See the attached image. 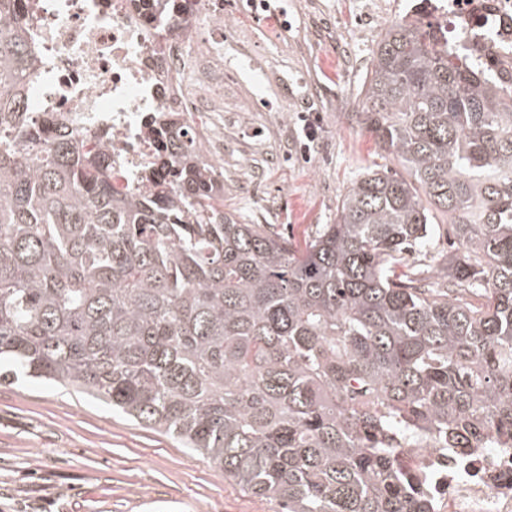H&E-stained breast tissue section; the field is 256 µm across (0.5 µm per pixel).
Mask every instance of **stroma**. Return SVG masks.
Masks as SVG:
<instances>
[{"label":"stroma","mask_w":512,"mask_h":512,"mask_svg":"<svg viewBox=\"0 0 512 512\" xmlns=\"http://www.w3.org/2000/svg\"><path fill=\"white\" fill-rule=\"evenodd\" d=\"M274 20L224 30V210L296 244L333 223L365 171L402 173L356 118L364 77L391 17L365 0H287ZM320 117L301 157L300 112ZM0 512H279L174 437L105 403L25 379L0 382Z\"/></svg>","instance_id":"stroma-1"}]
</instances>
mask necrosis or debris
Returning <instances> with one entry per match:
<instances>
[{
  "label": "necrosis or debris",
  "mask_w": 512,
  "mask_h": 512,
  "mask_svg": "<svg viewBox=\"0 0 512 512\" xmlns=\"http://www.w3.org/2000/svg\"><path fill=\"white\" fill-rule=\"evenodd\" d=\"M182 3L170 19L159 0L28 2V110L48 133L67 128L85 150L107 146L113 191L147 187L156 122L172 135L193 130L207 162L224 154L205 122L211 102L224 98V4ZM415 17L439 47L512 69V0H423ZM397 463L423 481L430 512H512V446L498 434L463 451L413 433Z\"/></svg>",
  "instance_id": "4bbe7bcc"
}]
</instances>
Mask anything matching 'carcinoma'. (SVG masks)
Segmentation results:
<instances>
[{"instance_id": "carcinoma-1", "label": "carcinoma", "mask_w": 512, "mask_h": 512, "mask_svg": "<svg viewBox=\"0 0 512 512\" xmlns=\"http://www.w3.org/2000/svg\"><path fill=\"white\" fill-rule=\"evenodd\" d=\"M23 0H0V363L179 438L279 512H429L398 468L412 431L512 437V71L383 33L359 121L370 169L305 247L214 207L195 140L158 134L147 191L106 151L40 133ZM448 217L443 276L407 256Z\"/></svg>"}]
</instances>
